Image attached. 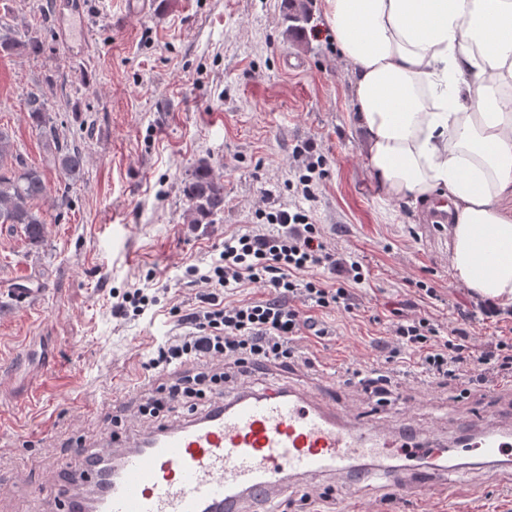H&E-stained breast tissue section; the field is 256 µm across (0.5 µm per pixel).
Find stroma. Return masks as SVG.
Instances as JSON below:
<instances>
[{
  "instance_id": "1",
  "label": "stroma",
  "mask_w": 512,
  "mask_h": 512,
  "mask_svg": "<svg viewBox=\"0 0 512 512\" xmlns=\"http://www.w3.org/2000/svg\"><path fill=\"white\" fill-rule=\"evenodd\" d=\"M83 5L88 36L63 44L60 4ZM285 0H154L145 13L125 0H0V23L35 35L44 50L0 55V127L27 165L44 171L45 241L29 244L0 226V512H56L34 486L58 477L75 440L150 426L138 413L144 363L179 331L196 304L187 266L209 262L225 235L277 232L268 213L305 204L337 258L355 257L365 278L351 310L302 303L313 329L295 342L304 359L230 373L225 394L276 382L335 400L356 420L385 428L411 421L423 437L454 442L477 418L512 423V382L479 390L437 385L418 354L393 365L399 395L377 403L349 380L381 364L400 318H428L446 333L467 330L473 351L512 334V317L486 316L454 276L448 229L423 223L420 204L387 203L364 165L354 75L321 8L302 37L287 33ZM299 54L301 69L282 57ZM46 99L61 137L85 154L69 182L25 119L28 94ZM208 158L224 182V220L185 223L183 179ZM317 163L312 201L296 193L298 170ZM166 289L159 311L112 313V291ZM434 288L426 296L425 288ZM31 289L28 301L16 298ZM464 478L423 483L428 459L395 460L391 480L349 495L324 476L290 486L278 512H512V465L462 453Z\"/></svg>"
}]
</instances>
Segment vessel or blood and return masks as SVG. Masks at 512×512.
I'll return each mask as SVG.
<instances>
[{
    "instance_id": "obj_1",
    "label": "vessel or blood",
    "mask_w": 512,
    "mask_h": 512,
    "mask_svg": "<svg viewBox=\"0 0 512 512\" xmlns=\"http://www.w3.org/2000/svg\"><path fill=\"white\" fill-rule=\"evenodd\" d=\"M470 451L490 465L512 454V431L478 432ZM455 448L417 443L410 426L382 432L348 422L336 404L306 392L273 385L207 404L177 424H164L128 442L119 473L99 512H272L290 482L338 474L348 488L365 480L353 459L387 464L395 458L449 459ZM87 469L77 482L35 488L66 512H87L75 483L95 482Z\"/></svg>"
}]
</instances>
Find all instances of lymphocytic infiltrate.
I'll list each match as a JSON object with an SVG mask.
<instances>
[{
  "instance_id": "f902f5d3",
  "label": "lymphocytic infiltrate",
  "mask_w": 512,
  "mask_h": 512,
  "mask_svg": "<svg viewBox=\"0 0 512 512\" xmlns=\"http://www.w3.org/2000/svg\"><path fill=\"white\" fill-rule=\"evenodd\" d=\"M268 221L280 225V232L232 233L225 236L210 264L188 266L189 275L204 289L197 305L181 315V332L167 337L145 364L151 375L163 374L167 380L144 398L139 407L142 416L159 422L193 411L200 401L222 394L225 369L294 356L293 343L308 326L296 298L320 308L349 307L346 288L303 278L305 272L333 271L339 266L304 209L272 214ZM247 283L264 288L266 299L224 303L221 290ZM393 335L397 347L391 359L405 350L421 354L427 376L440 383L464 379L484 386L497 378H512V338L496 337L476 355L464 329H452L444 336L425 318L396 322Z\"/></svg>"
}]
</instances>
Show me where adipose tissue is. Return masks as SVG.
Instances as JSON below:
<instances>
[{
    "mask_svg": "<svg viewBox=\"0 0 512 512\" xmlns=\"http://www.w3.org/2000/svg\"><path fill=\"white\" fill-rule=\"evenodd\" d=\"M383 199L447 200L451 267L512 307V0H321Z\"/></svg>",
    "mask_w": 512,
    "mask_h": 512,
    "instance_id": "adipose-tissue-1",
    "label": "adipose tissue"
}]
</instances>
